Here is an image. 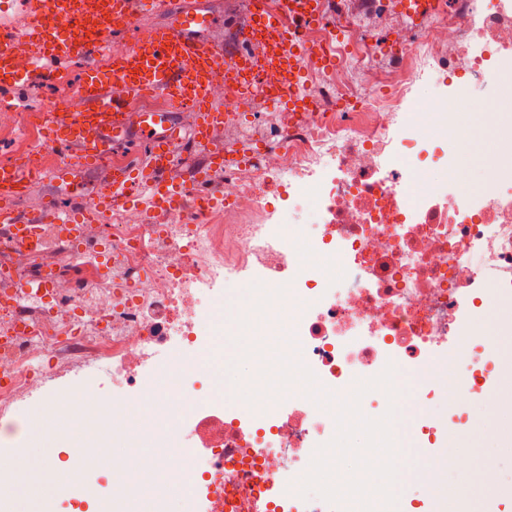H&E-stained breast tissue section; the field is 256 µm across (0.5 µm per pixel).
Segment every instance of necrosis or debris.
Listing matches in <instances>:
<instances>
[{
    "instance_id": "necrosis-or-debris-1",
    "label": "necrosis or debris",
    "mask_w": 512,
    "mask_h": 512,
    "mask_svg": "<svg viewBox=\"0 0 512 512\" xmlns=\"http://www.w3.org/2000/svg\"><path fill=\"white\" fill-rule=\"evenodd\" d=\"M395 69L355 98L325 70L319 108L288 141L225 172L206 208L148 221L135 208L86 224L60 251L49 293L0 225V512H55L109 491L106 512H358L300 479L332 441V408L294 381L250 404L261 370L297 349L338 398L387 364L399 389L397 472L425 512H475L474 484L512 496V0H450L417 30L393 16ZM499 78L465 104L461 73ZM31 103L9 163L66 160L36 136ZM240 346L224 357V326ZM108 368V390L53 398L54 482L28 467L30 406L73 369ZM112 455L110 477L99 474Z\"/></svg>"
}]
</instances>
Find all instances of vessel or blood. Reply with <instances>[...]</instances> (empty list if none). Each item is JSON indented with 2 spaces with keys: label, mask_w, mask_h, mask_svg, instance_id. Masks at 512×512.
I'll list each match as a JSON object with an SVG mask.
<instances>
[{
  "label": "vessel or blood",
  "mask_w": 512,
  "mask_h": 512,
  "mask_svg": "<svg viewBox=\"0 0 512 512\" xmlns=\"http://www.w3.org/2000/svg\"><path fill=\"white\" fill-rule=\"evenodd\" d=\"M396 7L418 25L443 11L445 4L443 0H397ZM145 8L171 14L172 20L140 30L137 19ZM30 12L39 49L35 61L41 65L68 55L84 36L96 37L101 43L112 39L123 42L112 56L111 68L88 61L84 73L87 99L77 111L67 105L58 107L52 129L56 148L66 153L68 160L58 178L72 188L80 184L85 165L110 157L114 146L135 143L148 151L150 164L143 180L133 179L124 167H113L111 181L100 192L93 211L98 218L116 204L129 202L148 214L179 203L189 194L202 203L217 194L211 171L227 162H243L246 151L211 153L189 179L179 181L171 176L175 165L172 144L186 140L191 146L206 147L211 131L224 123L223 111L216 109L211 99L215 82L224 81L227 107L241 112L254 95L262 93L265 72L277 71L283 79L278 103L296 116L313 109L312 99L301 90L304 60L316 59L327 68L336 64L327 48L336 38L335 29H327L326 42L321 46L302 36L303 30L323 25L320 0L265 9L261 28L267 35V48L259 56L250 47L249 31L240 34L242 49H229L203 36V28L210 23L205 14L175 9L174 0H32ZM17 38L12 25L0 22V84L4 86L20 78L9 66ZM155 95L167 98L165 109L146 107L136 123L126 122L131 100ZM188 107L197 112L198 121L186 130L174 115ZM31 180V173L20 165H0V223L10 225L17 245L27 250L40 246L38 229L12 208L11 202L25 192ZM42 222L59 225L62 237L74 233V219L55 204L47 205Z\"/></svg>",
  "instance_id": "b4317fda"
}]
</instances>
